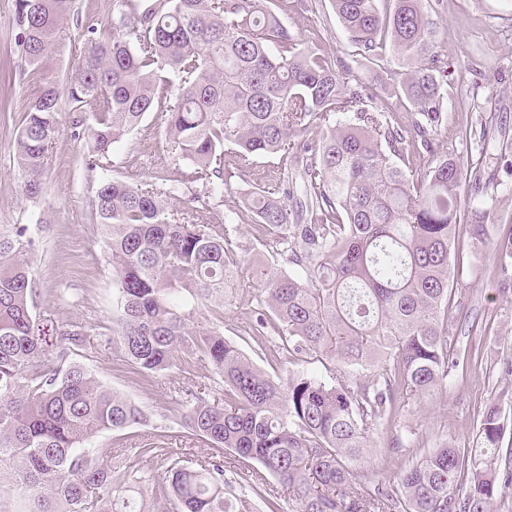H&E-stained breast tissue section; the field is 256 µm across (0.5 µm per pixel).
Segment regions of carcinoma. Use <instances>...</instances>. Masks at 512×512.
<instances>
[{
  "mask_svg": "<svg viewBox=\"0 0 512 512\" xmlns=\"http://www.w3.org/2000/svg\"><path fill=\"white\" fill-rule=\"evenodd\" d=\"M275 0H112V17L87 30L66 92L87 113L89 165L149 112L164 114L165 134L190 170L167 188L112 177L97 182L92 213L112 266V343L142 378L192 362L193 350L224 385V406L191 388L176 391L193 435L215 455L189 463L162 446L125 448L124 478L90 441L144 420L141 409L103 386L85 366L66 362L64 344L79 330L40 323L29 268L41 225L0 229V512H154L162 498L177 512H247L249 496L280 505L272 477L299 512H492L512 493V451L499 463L498 404L485 408L481 447L446 443L425 452L393 482L369 489L354 477L373 435L393 421L397 404L445 386L461 355L450 352L449 282L464 180L481 182L452 157L435 154L429 132L443 124L447 95L437 79L431 31L420 0H332L348 39L370 60L386 46L407 62L399 94L423 122L408 126L385 102L363 95L336 71L332 50L302 47L279 18ZM17 45L40 71L61 45L59 20L71 0H14ZM63 121L60 92L44 79L16 136L22 193L37 199ZM322 130L318 151L295 139ZM433 156L418 166L421 152ZM267 154L281 159V196L264 186L248 208L273 264L240 255L215 230L210 199L224 194V172ZM307 181L309 222L294 224L288 167ZM194 206L170 207L184 197ZM471 236H486L489 210L467 206ZM263 280L254 341L278 342L279 363L325 358L331 383L258 368L201 321L243 269ZM256 464L227 475L221 454ZM165 464L146 475L132 458ZM466 474V485L456 478Z\"/></svg>",
  "mask_w": 512,
  "mask_h": 512,
  "instance_id": "1",
  "label": "carcinoma"
}]
</instances>
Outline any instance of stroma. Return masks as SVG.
<instances>
[{"label":"stroma","mask_w":512,"mask_h":512,"mask_svg":"<svg viewBox=\"0 0 512 512\" xmlns=\"http://www.w3.org/2000/svg\"><path fill=\"white\" fill-rule=\"evenodd\" d=\"M279 16L303 47L330 45L353 78L376 99L394 94L405 64L393 53L375 62L349 42L331 0H279ZM442 57L448 96L444 101L446 128L435 149L453 156L461 166L483 159L493 183L475 189L463 183L462 202H485L492 222L484 241L471 238L460 225L454 268L456 295L448 312L449 334L468 362L435 393L415 397L397 409L391 430L375 434L365 463L356 469L361 481L388 482L431 448L451 443L476 445L480 415L498 403L504 431L500 448H512V283L501 279L494 251L497 239L512 234V0H422ZM112 0H72L62 22L63 45L42 72L30 70L15 43L14 0H0V228L14 224L42 226L40 243L31 255L36 288L35 313L65 329H83L81 346L67 359L83 364L107 387L140 406L144 423L127 428L123 438L105 432L92 441L98 455L119 447L141 448L163 437L166 447L182 459L196 461L210 453L206 443L189 434L171 398L187 386L204 392L216 405L224 393L210 366L199 364L193 374L177 369L142 381L112 346V270L106 262L100 230L92 218L91 199L99 178L87 168L86 127L77 123L68 99L60 104L67 115L59 128L44 173L43 195L27 199L15 161V137L30 96L44 78L65 86L77 64L76 48L87 29L107 22ZM278 156L257 158L252 168L235 173L216 198V225L237 216L235 236L248 256L262 260L263 248L253 224L245 220L246 193L272 183ZM189 163L164 133V116L148 113L131 133L115 142L107 175L158 185L160 179L180 178ZM261 282L245 273L224 307V337L237 344L261 369L269 364L249 340L248 312L261 292ZM480 334H471V324Z\"/></svg>","instance_id":"1"}]
</instances>
